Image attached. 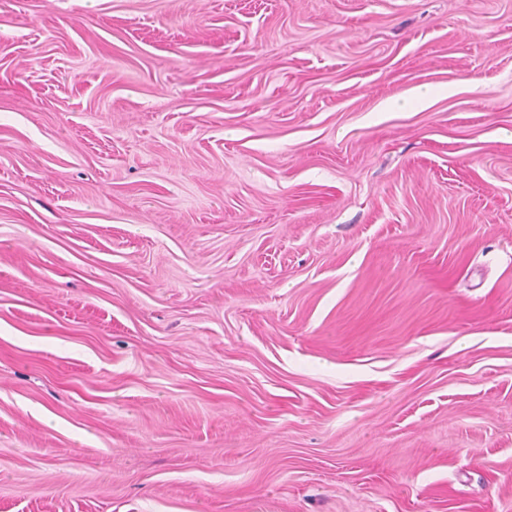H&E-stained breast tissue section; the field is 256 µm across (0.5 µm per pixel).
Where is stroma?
I'll list each match as a JSON object with an SVG mask.
<instances>
[{"mask_svg": "<svg viewBox=\"0 0 512 512\" xmlns=\"http://www.w3.org/2000/svg\"><path fill=\"white\" fill-rule=\"evenodd\" d=\"M0 512H512V0H0Z\"/></svg>", "mask_w": 512, "mask_h": 512, "instance_id": "35a3bbf8", "label": "stroma"}]
</instances>
